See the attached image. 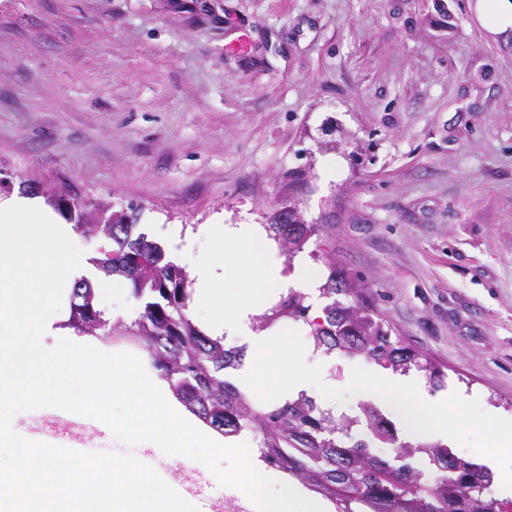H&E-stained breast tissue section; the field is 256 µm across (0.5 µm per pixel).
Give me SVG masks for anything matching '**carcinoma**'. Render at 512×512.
<instances>
[{"mask_svg": "<svg viewBox=\"0 0 512 512\" xmlns=\"http://www.w3.org/2000/svg\"><path fill=\"white\" fill-rule=\"evenodd\" d=\"M46 200L78 224L85 237L99 241V272L129 280L142 302L138 317L114 336L111 319L94 301L92 284L82 280L73 288L66 326L79 336L140 348L179 402L203 423L226 436H237L246 427L257 433L259 458L266 467L333 503L336 512H512V499L490 493L494 476L489 469L458 457L440 442L413 446L399 441L381 404L359 407L369 441L352 440L351 430L332 411L304 393L274 407L259 405L225 378L226 370L241 365L243 350L225 349L224 338L206 334L189 318L193 280L169 260L162 241L144 232L133 234L135 217L125 211L91 201L64 204L53 192ZM288 214L292 220L271 228L280 249L294 254L322 225L304 223L293 207ZM319 292L328 303L322 308L323 321L311 324L314 349L359 357L403 375L416 369L434 387L445 386L443 371L425 355L392 341L383 320L361 300L336 299L352 294L343 273L330 268ZM308 310L303 296L290 292L256 315L255 327L263 331L290 319L305 321ZM380 445L398 451L385 456ZM417 454L426 457V468L411 463Z\"/></svg>", "mask_w": 512, "mask_h": 512, "instance_id": "cac0c4a2", "label": "carcinoma"}]
</instances>
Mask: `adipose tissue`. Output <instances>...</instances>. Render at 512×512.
<instances>
[{"instance_id": "obj_1", "label": "adipose tissue", "mask_w": 512, "mask_h": 512, "mask_svg": "<svg viewBox=\"0 0 512 512\" xmlns=\"http://www.w3.org/2000/svg\"><path fill=\"white\" fill-rule=\"evenodd\" d=\"M474 13L488 35L512 34V0H476ZM154 233L166 242L177 263L188 267L202 328L213 336L239 338L246 345L248 358L237 373L242 386L282 400L302 391L324 401L335 397V385L294 331L258 332L251 327L252 315L272 294L313 291L320 280L315 267L303 260L286 265L257 224H203L186 234L160 224ZM347 391L357 400L382 401L410 433L445 438L455 434L457 421H475L494 438L500 455L512 453V424L499 422L488 412L472 414L469 397L432 395L418 380L374 367L350 374Z\"/></svg>"}]
</instances>
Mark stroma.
Segmentation results:
<instances>
[{"label": "stroma", "mask_w": 512, "mask_h": 512, "mask_svg": "<svg viewBox=\"0 0 512 512\" xmlns=\"http://www.w3.org/2000/svg\"><path fill=\"white\" fill-rule=\"evenodd\" d=\"M470 0H0V195L36 179L157 224L323 225L391 336L512 421V36ZM18 413L23 437L71 447ZM172 487L182 456L104 431Z\"/></svg>", "instance_id": "35a3bbf8"}]
</instances>
